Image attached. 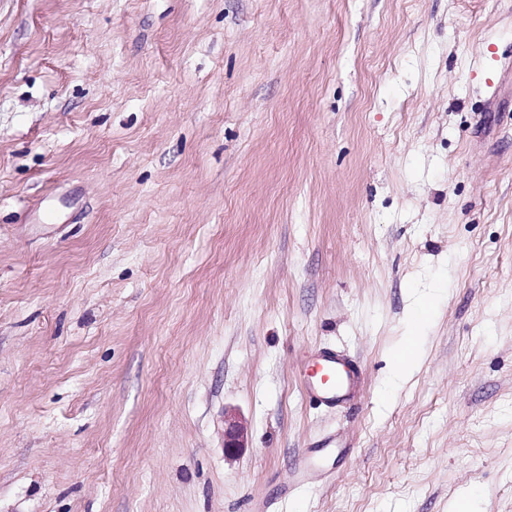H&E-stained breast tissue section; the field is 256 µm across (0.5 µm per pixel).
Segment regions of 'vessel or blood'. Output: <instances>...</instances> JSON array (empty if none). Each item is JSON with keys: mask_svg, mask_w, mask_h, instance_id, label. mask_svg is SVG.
Here are the masks:
<instances>
[{"mask_svg": "<svg viewBox=\"0 0 512 512\" xmlns=\"http://www.w3.org/2000/svg\"><path fill=\"white\" fill-rule=\"evenodd\" d=\"M312 366L324 373V380L303 382L306 395L316 403L336 408L347 404L362 383L360 364L333 350H321L310 356Z\"/></svg>", "mask_w": 512, "mask_h": 512, "instance_id": "b4317fda", "label": "vessel or blood"}]
</instances>
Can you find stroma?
<instances>
[{
	"label": "stroma",
	"mask_w": 512,
	"mask_h": 512,
	"mask_svg": "<svg viewBox=\"0 0 512 512\" xmlns=\"http://www.w3.org/2000/svg\"><path fill=\"white\" fill-rule=\"evenodd\" d=\"M475 486L512 512V0H0V512ZM309 361L312 367H318L325 373L322 382L307 378L302 383L304 392L311 400L336 408L354 397L362 383L360 364L333 350H320L311 355ZM224 448L227 454H235L245 446L244 427L234 418L224 419Z\"/></svg>",
	"instance_id": "35a3bbf8"
}]
</instances>
